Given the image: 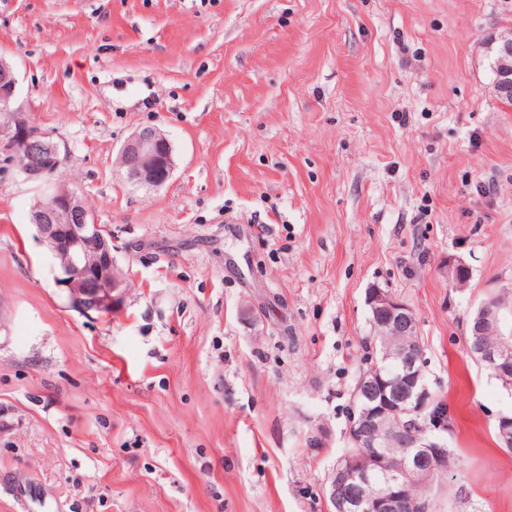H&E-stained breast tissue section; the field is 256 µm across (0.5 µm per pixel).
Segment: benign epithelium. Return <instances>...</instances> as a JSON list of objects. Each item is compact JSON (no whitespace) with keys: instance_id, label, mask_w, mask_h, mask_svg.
<instances>
[{"instance_id":"7a95c632","label":"benign epithelium","mask_w":512,"mask_h":512,"mask_svg":"<svg viewBox=\"0 0 512 512\" xmlns=\"http://www.w3.org/2000/svg\"><path fill=\"white\" fill-rule=\"evenodd\" d=\"M508 52H499L493 65L502 83L499 90L512 92V38L500 37ZM17 80L12 67L0 59V139L23 154L14 158L26 180L45 189L46 197L33 211V223L56 262L57 282L68 292L71 305L88 313H106L121 299L123 284L112 265V237L99 232L76 193L56 192L51 179L64 157L60 145L49 132L19 120L11 110ZM119 167L127 181L138 187L164 184L174 169L173 147L159 129L145 127L133 134L119 153ZM90 249L97 257V275L83 257ZM374 330L388 332L397 340L382 350L381 363L364 369L357 381L347 432L349 445L359 449L339 458L327 476L325 493L337 512H401L411 485L386 469L383 448H400L411 459L412 470L423 480L431 474H448V448L439 435L418 436L411 424L427 414L435 396L425 382L423 350L416 316L403 301L373 288L367 295ZM495 298L483 302L473 320L472 331L481 336L498 320ZM485 368L505 377L512 376V345L501 342L479 350ZM502 447H512V411L500 414L495 422Z\"/></svg>"}]
</instances>
